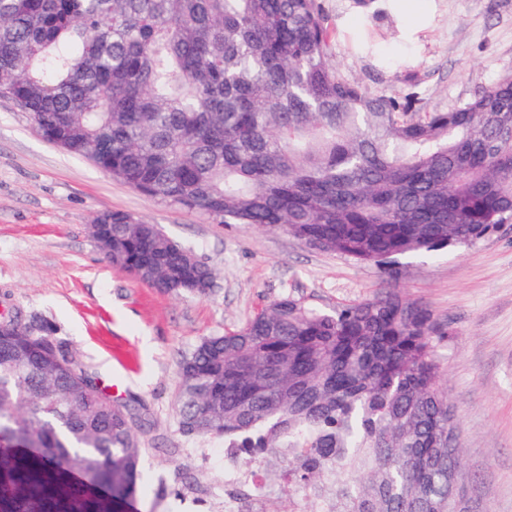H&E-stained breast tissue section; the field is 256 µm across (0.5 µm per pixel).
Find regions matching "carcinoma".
Returning <instances> with one entry per match:
<instances>
[{
  "label": "carcinoma",
  "mask_w": 512,
  "mask_h": 512,
  "mask_svg": "<svg viewBox=\"0 0 512 512\" xmlns=\"http://www.w3.org/2000/svg\"><path fill=\"white\" fill-rule=\"evenodd\" d=\"M319 0H0V97L135 190L356 264L468 247L512 222V78L450 112L341 78ZM98 247L161 293L213 271L157 224L106 214ZM55 329L0 316V512H127L132 414ZM448 325L399 293L330 312L284 296L203 337L178 430L284 463L288 512H470Z\"/></svg>",
  "instance_id": "obj_1"
}]
</instances>
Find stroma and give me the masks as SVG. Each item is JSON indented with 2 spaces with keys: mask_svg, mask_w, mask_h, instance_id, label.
<instances>
[{
  "mask_svg": "<svg viewBox=\"0 0 512 512\" xmlns=\"http://www.w3.org/2000/svg\"><path fill=\"white\" fill-rule=\"evenodd\" d=\"M337 30L339 74L374 95L417 88L448 112L512 74V0H427L424 24L391 0L368 18L354 0H319ZM124 211L193 250L215 274L210 296L161 293L108 263L91 238L100 213ZM450 329L442 382L464 442V485L481 512H512V223L470 247L357 264L283 232L217 224L145 196L89 159L46 141L0 97V312L51 323L113 403L134 414L144 450L129 512H224V442L178 431V365L202 337L244 324L286 295L328 311L387 287Z\"/></svg>",
  "mask_w": 512,
  "mask_h": 512,
  "instance_id": "1",
  "label": "stroma"
}]
</instances>
